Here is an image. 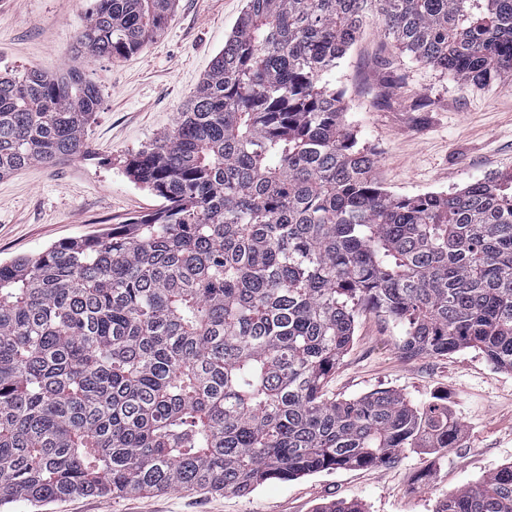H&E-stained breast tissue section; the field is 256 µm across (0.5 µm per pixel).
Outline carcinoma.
Returning a JSON list of instances; mask_svg holds the SVG:
<instances>
[{"mask_svg":"<svg viewBox=\"0 0 512 512\" xmlns=\"http://www.w3.org/2000/svg\"><path fill=\"white\" fill-rule=\"evenodd\" d=\"M175 0H94L74 54L137 52ZM376 19L464 84L512 77V0H246L129 161L158 211L0 262V506L267 481L454 447L448 401L326 397L370 307L409 355L512 371V174L397 197L327 76ZM84 70L0 75V177L90 149ZM435 512H512V463Z\"/></svg>","mask_w":512,"mask_h":512,"instance_id":"1","label":"carcinoma"}]
</instances>
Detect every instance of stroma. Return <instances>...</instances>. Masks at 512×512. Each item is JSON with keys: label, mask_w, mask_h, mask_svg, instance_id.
<instances>
[{"label": "stroma", "mask_w": 512, "mask_h": 512, "mask_svg": "<svg viewBox=\"0 0 512 512\" xmlns=\"http://www.w3.org/2000/svg\"><path fill=\"white\" fill-rule=\"evenodd\" d=\"M93 0H0V74L39 69L59 74ZM246 0H176L164 30L123 58L80 62L101 90L89 156L47 168L31 166L0 179V259L38 254L51 244L97 235L162 201L136 183L130 156L170 130L213 57L238 26ZM368 21L331 74L343 93L345 120L378 159L375 176L396 196L452 192L492 174L512 172V78L465 85L383 49ZM404 74L382 89L385 71ZM427 111H413L418 99ZM398 322L365 310L347 353L329 376V398L380 390L421 404L437 395L461 429L448 450L406 448L385 464L338 468L269 482L246 496L174 488L99 502L86 496L40 512H314L347 500L366 512H435L443 495L512 462V371L465 348L445 356L405 354Z\"/></svg>", "instance_id": "35a3bbf8"}]
</instances>
